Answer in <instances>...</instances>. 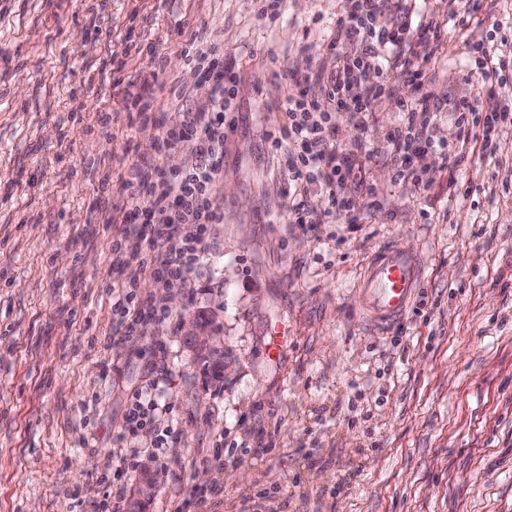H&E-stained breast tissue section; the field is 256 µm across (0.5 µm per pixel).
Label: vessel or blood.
<instances>
[{
	"label": "vessel or blood",
	"mask_w": 512,
	"mask_h": 512,
	"mask_svg": "<svg viewBox=\"0 0 512 512\" xmlns=\"http://www.w3.org/2000/svg\"><path fill=\"white\" fill-rule=\"evenodd\" d=\"M420 259L398 248L382 250L370 262L362 288L377 322L387 323L402 316L422 281Z\"/></svg>",
	"instance_id": "1"
}]
</instances>
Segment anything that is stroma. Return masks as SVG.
<instances>
[{"label":"stroma","mask_w":512,"mask_h":512,"mask_svg":"<svg viewBox=\"0 0 512 512\" xmlns=\"http://www.w3.org/2000/svg\"><path fill=\"white\" fill-rule=\"evenodd\" d=\"M346 5L0 0V512H96L120 467L113 438L160 350L168 374L154 394L177 436L139 465L159 481L145 512H512V122L495 125L490 161L449 169L436 153L399 182L385 153L400 101L419 90L431 139L455 143L451 104L474 91L468 46L499 40L512 0L449 26L430 61L391 65L366 135L337 113V144L365 139V206L301 226L288 218V151L271 148L291 93L278 74L334 71L302 43L335 37ZM264 9L275 22L258 24ZM192 26L238 86L216 187L224 218L207 229L193 289L158 290L141 271L138 295H163L170 318L116 350L112 244H145L106 207L137 201L126 183L137 161L167 175L198 161L191 139L159 149L160 129L127 110V84L163 65L153 107L171 127L207 103L212 86L177 37ZM452 178L473 195H449ZM389 246L420 257L424 274L403 319L381 327L359 284ZM199 310L218 314L236 360L219 389L177 332ZM277 323L287 340L273 356ZM218 434L220 468L207 460Z\"/></svg>","instance_id":"1"}]
</instances>
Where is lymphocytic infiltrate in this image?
<instances>
[{"instance_id": "f902f5d3", "label": "lymphocytic infiltrate", "mask_w": 512, "mask_h": 512, "mask_svg": "<svg viewBox=\"0 0 512 512\" xmlns=\"http://www.w3.org/2000/svg\"><path fill=\"white\" fill-rule=\"evenodd\" d=\"M181 38L187 64L212 83L208 103L197 111L182 113L178 124L180 136L199 143L200 160L192 169L172 177L155 176L152 163L145 160L128 171L127 182L137 187L142 208L123 212L122 218L133 235L144 238L146 248L143 255L127 256L120 243L112 245V261L125 277L121 287L112 292V339L117 343L130 339L142 318L162 324L169 317L160 300H141L133 291L144 266L153 267L162 286L188 283L209 249L205 236L208 225L220 223L223 218L215 187L224 167V114L233 107L236 82L224 69L208 64L215 49L202 43L199 31L182 32ZM350 41L360 43L359 56L351 58L344 53L343 46ZM441 42L440 26L431 22L413 25L402 0H347L335 38L322 47L335 62L334 73L328 76L314 68L295 77L297 92L282 104L279 132L292 147L286 165L290 223L323 224L337 212H359L360 202L346 192L354 153L338 146L333 114L350 113L356 127L366 130L372 103L387 93L385 81H370V72L382 76L391 62L419 47L425 58H432ZM455 110L459 114L457 142L440 146L427 134L430 110L426 97L402 103L401 122L386 141L387 156L398 163L397 180L426 167L429 155L436 151L443 155L447 166H460L476 135V124L481 122L490 128L505 117L504 112L484 110L477 94L460 98ZM314 188L325 202L319 212L307 207V197ZM160 415L151 391H136L124 429L154 432L155 447H168L175 434L170 427L156 430Z\"/></svg>"}]
</instances>
